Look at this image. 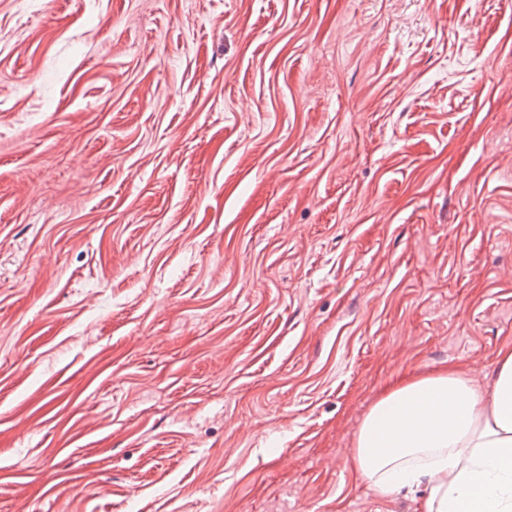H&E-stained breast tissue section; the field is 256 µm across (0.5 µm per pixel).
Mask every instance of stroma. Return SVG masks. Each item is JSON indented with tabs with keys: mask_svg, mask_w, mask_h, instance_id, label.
Segmentation results:
<instances>
[{
	"mask_svg": "<svg viewBox=\"0 0 512 512\" xmlns=\"http://www.w3.org/2000/svg\"><path fill=\"white\" fill-rule=\"evenodd\" d=\"M510 342L512 0H0V512H415ZM490 391L456 366L386 390L351 457L380 498L420 492L415 512L512 511V343Z\"/></svg>",
	"mask_w": 512,
	"mask_h": 512,
	"instance_id": "obj_1",
	"label": "stroma"
}]
</instances>
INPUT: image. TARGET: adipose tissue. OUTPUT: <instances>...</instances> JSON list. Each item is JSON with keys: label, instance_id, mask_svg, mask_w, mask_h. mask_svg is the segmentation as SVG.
I'll return each mask as SVG.
<instances>
[{"label": "adipose tissue", "instance_id": "1", "mask_svg": "<svg viewBox=\"0 0 512 512\" xmlns=\"http://www.w3.org/2000/svg\"><path fill=\"white\" fill-rule=\"evenodd\" d=\"M351 461L378 497L417 493L416 512H512V344L491 389L455 366L390 387Z\"/></svg>", "mask_w": 512, "mask_h": 512}]
</instances>
